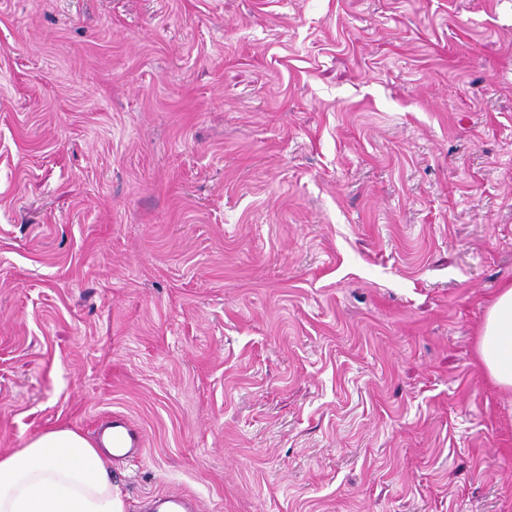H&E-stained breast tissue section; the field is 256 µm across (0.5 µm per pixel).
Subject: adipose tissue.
Segmentation results:
<instances>
[{
  "label": "adipose tissue",
  "instance_id": "adipose-tissue-1",
  "mask_svg": "<svg viewBox=\"0 0 512 512\" xmlns=\"http://www.w3.org/2000/svg\"><path fill=\"white\" fill-rule=\"evenodd\" d=\"M478 354L498 385L512 387L511 284L488 310ZM0 512H126V502L98 448L81 433L58 427L0 453Z\"/></svg>",
  "mask_w": 512,
  "mask_h": 512
}]
</instances>
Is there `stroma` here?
<instances>
[{
	"label": "stroma",
	"instance_id": "35a3bbf8",
	"mask_svg": "<svg viewBox=\"0 0 512 512\" xmlns=\"http://www.w3.org/2000/svg\"><path fill=\"white\" fill-rule=\"evenodd\" d=\"M512 0H0V452L127 512H512ZM478 354L491 378L512 387V285H505L490 306L480 331ZM120 424V423H117ZM115 433H113V441L115 442L116 448L119 453L113 454L114 459L128 455L130 453L139 454L142 452L141 448L142 441L138 436L137 432L126 425H113ZM0 512H126V502L99 448L58 427L0 453Z\"/></svg>",
	"mask_w": 512,
	"mask_h": 512
}]
</instances>
